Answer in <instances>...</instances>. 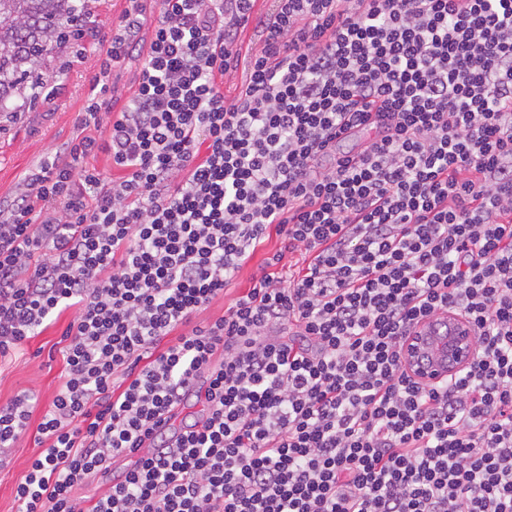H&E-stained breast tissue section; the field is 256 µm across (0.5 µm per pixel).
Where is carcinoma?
I'll list each match as a JSON object with an SVG mask.
<instances>
[{"instance_id": "1", "label": "carcinoma", "mask_w": 512, "mask_h": 512, "mask_svg": "<svg viewBox=\"0 0 512 512\" xmlns=\"http://www.w3.org/2000/svg\"><path fill=\"white\" fill-rule=\"evenodd\" d=\"M79 0H0V112L32 99Z\"/></svg>"}]
</instances>
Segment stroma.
Segmentation results:
<instances>
[{
	"instance_id": "1",
	"label": "stroma",
	"mask_w": 512,
	"mask_h": 512,
	"mask_svg": "<svg viewBox=\"0 0 512 512\" xmlns=\"http://www.w3.org/2000/svg\"><path fill=\"white\" fill-rule=\"evenodd\" d=\"M147 21L141 33L140 46L112 79L117 92L112 100L114 111H121L137 89V80L146 58L152 36L157 6L154 0H145ZM76 43L56 50L47 65L45 86H60L57 98L36 101L19 113L0 112V201L9 202L24 189V178L45 154L62 147L77 134L76 116L86 102L87 95L103 61L102 53L87 50L76 57ZM279 248L277 238H270L259 246L251 261L245 265L230 284L225 297L197 313L193 322L204 325L221 317L230 298L249 287L252 275L264 260ZM72 319L71 312L61 313L45 330L27 342L15 354L0 360V402L5 403L22 392L33 394L36 405L31 425H38L63 383L61 350L63 335ZM38 449L33 437H25L20 446L12 449L10 465L0 470V512H15L17 484L27 472L30 459Z\"/></svg>"
}]
</instances>
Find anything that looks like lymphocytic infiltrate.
Segmentation results:
<instances>
[{
    "instance_id": "1",
    "label": "lymphocytic infiltrate",
    "mask_w": 512,
    "mask_h": 512,
    "mask_svg": "<svg viewBox=\"0 0 512 512\" xmlns=\"http://www.w3.org/2000/svg\"><path fill=\"white\" fill-rule=\"evenodd\" d=\"M128 2L78 141L0 205V358L73 312L37 428L0 404V455L42 447L16 512H512V0H158L116 113ZM451 311L475 360L422 383L405 344ZM144 6L146 7L147 21L144 25V29L141 33L140 47L137 52L130 56L120 68H117L112 73V81L118 89L112 99V106L114 112H120L123 107L131 99L137 89V80L142 68L143 62L146 58L149 43L152 36V30L154 26V19L157 16V6L155 2L157 0H144ZM240 41L242 45V56L239 66L235 71L229 72L221 76L216 74V83L224 89V96L231 100L236 97L245 83L247 74V50L251 51L257 49L260 45V34L253 25H248L240 34ZM246 54V58L244 56ZM280 244L276 236L273 235L264 244L259 246L251 261L245 265L239 273L236 275L232 283L229 285L224 298H219L211 303V305L199 313H197L193 319V324L205 325L215 319L221 317L224 314V308L229 304L231 299L238 293L248 288L252 275L256 272L257 268L264 262V260L276 252Z\"/></svg>"
}]
</instances>
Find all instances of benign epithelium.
<instances>
[{
	"instance_id": "obj_1",
	"label": "benign epithelium",
	"mask_w": 512,
	"mask_h": 512,
	"mask_svg": "<svg viewBox=\"0 0 512 512\" xmlns=\"http://www.w3.org/2000/svg\"><path fill=\"white\" fill-rule=\"evenodd\" d=\"M474 358L473 331L462 316L453 313L435 331L411 337L405 348L407 366L426 383L466 368Z\"/></svg>"
}]
</instances>
